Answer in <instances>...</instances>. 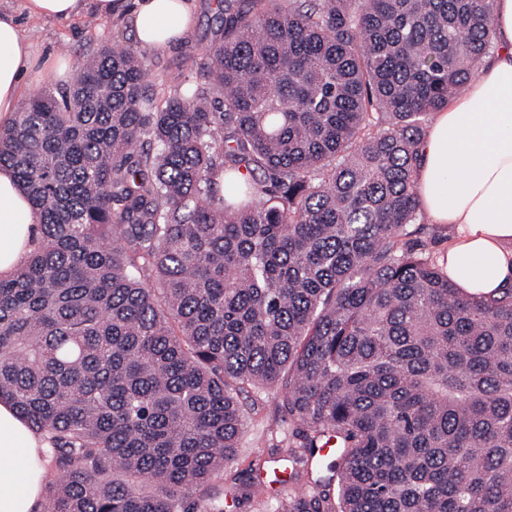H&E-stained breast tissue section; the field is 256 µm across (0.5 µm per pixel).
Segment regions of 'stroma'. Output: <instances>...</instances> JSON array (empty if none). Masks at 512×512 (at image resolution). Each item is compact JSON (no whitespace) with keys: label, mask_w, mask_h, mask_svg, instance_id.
I'll use <instances>...</instances> for the list:
<instances>
[{"label":"stroma","mask_w":512,"mask_h":512,"mask_svg":"<svg viewBox=\"0 0 512 512\" xmlns=\"http://www.w3.org/2000/svg\"><path fill=\"white\" fill-rule=\"evenodd\" d=\"M11 7L20 22L38 44L41 54L53 55L54 66L37 65L29 86L37 91L42 85L58 87L70 83L78 61L95 50L101 40L116 41L129 48L137 43L130 34L128 0L107 20L81 17L76 20L28 19L25 0H0ZM194 20L185 40L164 53L144 50L151 62V82L156 95H168L178 75L195 78L206 61L205 49L219 34V13L214 0H194ZM276 393L262 392L247 417L234 459L224 469L223 512H270L273 505L289 493H313L322 490L329 474L317 460L299 465L282 458L280 449L289 440L295 425L275 410ZM251 477L258 494L244 495L236 479Z\"/></svg>","instance_id":"stroma-1"}]
</instances>
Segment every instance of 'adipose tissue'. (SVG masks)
Segmentation results:
<instances>
[{
  "instance_id": "obj_1",
  "label": "adipose tissue",
  "mask_w": 512,
  "mask_h": 512,
  "mask_svg": "<svg viewBox=\"0 0 512 512\" xmlns=\"http://www.w3.org/2000/svg\"><path fill=\"white\" fill-rule=\"evenodd\" d=\"M118 0H26L29 17L108 19ZM495 51L466 94L437 113L419 150L416 185L430 223L447 224L444 268L467 294L512 286V0H494ZM190 0H133L131 32L156 52L186 37ZM37 58L20 22L0 10V121L25 92ZM42 236L41 218L0 169V279L12 278ZM49 445L0 400V512H39Z\"/></svg>"
}]
</instances>
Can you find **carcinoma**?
Returning <instances> with one entry per match:
<instances>
[{"label": "carcinoma", "mask_w": 512, "mask_h": 512, "mask_svg": "<svg viewBox=\"0 0 512 512\" xmlns=\"http://www.w3.org/2000/svg\"><path fill=\"white\" fill-rule=\"evenodd\" d=\"M221 26L161 105L105 40L0 129L44 225L0 280V399L50 445L49 512H222L264 389L285 457L338 448L336 497L273 512H512V288L405 241L492 0H224Z\"/></svg>", "instance_id": "carcinoma-1"}]
</instances>
